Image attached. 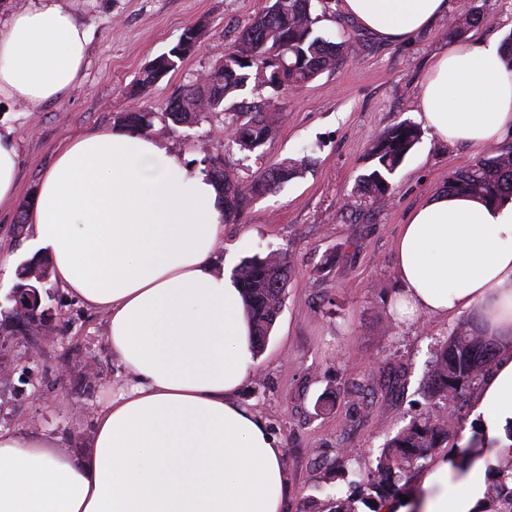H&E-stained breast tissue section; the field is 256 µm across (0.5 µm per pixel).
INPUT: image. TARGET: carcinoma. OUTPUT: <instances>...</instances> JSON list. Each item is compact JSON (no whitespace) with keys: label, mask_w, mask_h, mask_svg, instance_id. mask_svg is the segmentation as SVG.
I'll return each mask as SVG.
<instances>
[{"label":"carcinoma","mask_w":512,"mask_h":512,"mask_svg":"<svg viewBox=\"0 0 512 512\" xmlns=\"http://www.w3.org/2000/svg\"><path fill=\"white\" fill-rule=\"evenodd\" d=\"M319 21L320 17L313 14V0H268V5L238 31L221 60L177 89L162 116L176 125H193L209 114L222 113L224 129L232 130L229 141L242 153L256 152L277 132L281 113L270 99L262 104L243 100L228 105L226 101L244 91L252 79L278 93L301 88L324 71L335 68L348 55L351 45L346 40L333 42L316 34L314 26ZM483 21L479 8L465 0L450 25L449 37L460 39ZM194 32L192 26L182 34L187 43L184 54L175 55L170 49L146 66L136 84L138 92L149 91L197 50ZM154 118L155 113L149 111L124 112L116 121L146 130L153 126ZM420 138L419 126L404 120L393 124L373 143L368 151L372 165L359 178V190L370 204L383 207L390 201L394 191L391 177ZM308 165V159L285 161L260 168L246 180H238L220 165L212 164L209 174L228 201L224 221L239 220L250 199L275 192L299 177ZM444 190L464 192L485 203L512 199V146L495 147L470 167L449 174ZM290 271L287 257L273 253L255 254L234 271L243 288L257 353L281 312ZM50 274L49 258L36 256L21 265L14 288L38 290ZM6 302L9 307L0 320V333L4 332L6 321L14 327L10 331L12 336L17 328L26 336L28 328L42 324L44 305L33 308L20 320L11 296H6ZM497 353L498 345L491 337L468 322H461L435 356L428 393L457 406L461 397L489 371ZM440 446L441 427L436 417L428 415L413 421L388 440L375 470L359 493L334 500V506L327 511L313 500L312 512H359L360 503L369 507L370 512H382L386 502L409 491L408 473L422 468ZM480 447L482 438L475 431L463 445L450 452L468 464ZM487 480L483 512H512V458L488 467Z\"/></svg>","instance_id":"obj_1"}]
</instances>
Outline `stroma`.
I'll use <instances>...</instances> for the list:
<instances>
[{
    "instance_id": "1",
    "label": "stroma",
    "mask_w": 512,
    "mask_h": 512,
    "mask_svg": "<svg viewBox=\"0 0 512 512\" xmlns=\"http://www.w3.org/2000/svg\"><path fill=\"white\" fill-rule=\"evenodd\" d=\"M89 33L83 78L64 98L32 112L0 101V127L10 128L19 147L17 205L0 212V250L15 263L0 267V300L16 282L17 264L32 248L31 226H19L59 149L90 130L112 128L117 114L154 112L151 135L192 162L220 159L226 171L246 179L257 168L285 159L310 158L300 176L275 193L251 199L237 222L224 226L218 259L234 263L253 254H286L294 271L282 310L255 375L240 400L258 410L286 448L291 485L285 512H310L311 500L349 493L366 480L386 440L425 414H438L447 434L442 452L478 426L479 388L451 410L429 398L426 382L440 344L456 320H398L394 251L402 224L425 197L444 187L451 172L480 159L479 151L443 144L430 132L406 156L392 178L393 198L371 205L358 189L371 144L394 123L419 119L422 84L434 53L454 46L450 18L462 0H449L447 16L400 44H385L343 15L339 0H318V32L346 40L352 52L335 69L296 91L272 97L268 87L249 85L247 101L275 98L283 114L276 134L244 158L224 136V117L175 126L162 113L191 77L221 59L239 29L266 0H63ZM485 20L463 36L498 40L512 32V0H478ZM204 29L199 48L147 93L135 96L145 66L175 45L184 29ZM57 314L48 335L31 340L0 335V426L24 427L37 436L60 438L78 452L90 437L94 417L111 394L117 367L105 316L46 285ZM97 378H89L87 366ZM82 403L81 414L64 402Z\"/></svg>"
}]
</instances>
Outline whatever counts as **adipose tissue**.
Instances as JSON below:
<instances>
[{
  "label": "adipose tissue",
  "instance_id": "1",
  "mask_svg": "<svg viewBox=\"0 0 512 512\" xmlns=\"http://www.w3.org/2000/svg\"><path fill=\"white\" fill-rule=\"evenodd\" d=\"M340 10L404 42L448 0H340ZM88 45L59 0L12 13L0 26V97L34 109L61 99L82 79ZM501 56L493 41L434 56L419 104L437 140L479 148L512 129ZM18 173V146L0 135V209L13 206ZM27 219L54 279L106 315L126 379L80 454L0 428V512H282L285 448L238 399L256 360L241 291L215 263L224 197L210 176L145 131L95 130L56 154ZM395 268L400 318L471 312L488 335L512 338V201L431 193L401 227ZM477 412L485 441L512 457V353L485 378ZM486 487L482 462L463 469L445 454L383 512H481Z\"/></svg>",
  "mask_w": 512,
  "mask_h": 512
}]
</instances>
